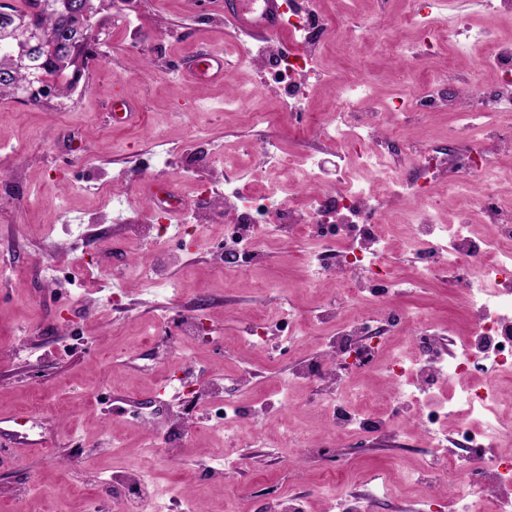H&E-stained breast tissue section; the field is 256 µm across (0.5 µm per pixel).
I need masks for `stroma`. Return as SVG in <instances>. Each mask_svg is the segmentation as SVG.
Here are the masks:
<instances>
[{
	"label": "stroma",
	"instance_id": "obj_1",
	"mask_svg": "<svg viewBox=\"0 0 512 512\" xmlns=\"http://www.w3.org/2000/svg\"><path fill=\"white\" fill-rule=\"evenodd\" d=\"M324 6L332 24L358 17L373 30L351 43L330 35L321 63L332 81L310 91L304 106L313 122L303 127L278 118L266 70L237 53L245 44L263 45L264 37L238 33L221 9L199 0H137L131 11L101 10L92 20L100 52L70 97L37 105L0 98V153L11 156L10 168L0 170V441L18 450L16 460L0 464V512H12L13 493L22 489L23 512H46L48 494L71 468L85 480L86 496L64 507L85 512L102 481L135 466L161 503L193 492L204 512H266L265 484L278 480L305 512H340L337 498L320 489L329 461L311 454L323 443L352 473V490L369 512H434L435 501L403 478L424 471L432 444L457 448L451 431L430 433L411 419L404 441L364 431L339 436L314 409L322 385L292 384L286 397L272 390L274 382L289 380L296 363L316 355L335 324L348 323L357 308L376 311V304L367 297L344 302L327 280L311 284L307 260L319 245L315 238L269 243L271 261L228 271L213 255L234 213L220 224L194 221L228 183L266 188L283 204L305 195L287 172L263 162L270 141L296 152L320 150L328 178H335L341 162L315 129L338 106L334 82L372 81L378 113L410 101L437 74L451 85L465 83L475 96L487 84L478 45L453 57L435 49L422 65L413 59V29L398 33V50L388 49L390 17L378 0H324ZM200 48L227 56L221 79L192 80L183 63ZM120 98L139 112L136 123L113 121L112 103ZM457 125L452 113L411 112L384 124L383 132L402 148L444 151ZM341 164L387 196L375 174L351 159ZM153 184L170 186L185 207L168 216L162 205H149ZM160 214L166 236L148 244L127 232V225ZM382 226L400 242L393 272L412 284L393 304L433 316L439 327L452 328L454 339L465 337L463 297L444 277L414 281L418 249L406 245V227L390 213ZM58 264L92 267L93 292L82 295L61 279ZM199 304L216 337L178 343L179 316ZM285 310L306 331L295 353L268 356L271 340L262 349L235 346L252 315L265 314L275 329ZM327 310L335 324L319 322ZM153 325L161 329L157 341L142 342ZM245 368L249 376L239 379ZM192 370L225 380L226 396L246 412L227 429L198 414V430L176 459L152 456L155 430L123 411L135 405L163 417L178 397L176 377ZM216 449L239 464L238 482L203 479L202 464ZM85 460L94 469L81 470ZM387 470L396 477L392 492L374 499L371 484Z\"/></svg>",
	"mask_w": 512,
	"mask_h": 512
}]
</instances>
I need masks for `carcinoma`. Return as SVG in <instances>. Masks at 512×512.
Wrapping results in <instances>:
<instances>
[{
    "label": "carcinoma",
    "instance_id": "obj_1",
    "mask_svg": "<svg viewBox=\"0 0 512 512\" xmlns=\"http://www.w3.org/2000/svg\"><path fill=\"white\" fill-rule=\"evenodd\" d=\"M42 8L36 9L35 0H23V5L13 10L29 11L33 26L50 30L59 35L60 46L48 54H39L19 63L0 45V97L17 98L21 91L38 75L55 83L56 94L65 97L79 80L94 52L98 38L83 20L71 15L69 0H40Z\"/></svg>",
    "mask_w": 512,
    "mask_h": 512
}]
</instances>
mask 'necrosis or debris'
<instances>
[{
  "mask_svg": "<svg viewBox=\"0 0 512 512\" xmlns=\"http://www.w3.org/2000/svg\"><path fill=\"white\" fill-rule=\"evenodd\" d=\"M408 4L409 10L399 16L398 25L414 27L425 49H456L465 39L488 45L482 67L497 74L491 95L476 105L460 93L442 95L429 85L413 97L412 111H448L456 114L460 123L447 155L418 159L416 175L410 180L395 179L402 159L390 150L387 138L379 136L378 113L363 109L373 97L369 82L349 80L337 86L340 107L319 124L318 135L341 155L356 156L364 167L376 169L391 185L396 212L404 223L412 225L415 240L423 245L417 276L426 280L452 274L453 286L464 297L470 314L468 335L456 351L447 354L437 347L432 320L391 305V298L403 293L406 283L388 268L386 256L392 243L375 229L383 202L371 186L353 183L343 171L333 191H321L323 172L314 154H307L300 163L295 154L285 153L279 144L272 143L265 150L266 157L287 167L294 183L313 185V192L302 203L290 205L285 213L263 191L234 190L224 195L247 229L238 235L236 254H217V266L265 261V239L270 232L291 237L316 231L321 235L322 252H335L336 263L322 265L320 254H316L310 257V264L317 266L320 275L339 282L347 300L368 293L378 305L375 313L362 315L323 340L316 357L297 370L295 381L323 382L335 379L341 371L351 375L374 371L372 355L385 345L381 327L407 325L420 337V357L408 360L395 353L386 362L394 387L385 400L386 413L371 407L369 397L363 394L354 406L336 394L322 399L319 408L337 434L367 431L402 435L410 406L422 404L429 379L445 383L481 362L493 376L512 372V201L504 202L495 193L470 199L464 192L472 176L492 180L499 151L512 152V40H496L481 29L460 34L418 6L417 0H408ZM325 21L322 0H288V58H281L274 42L253 56L260 64L274 57L281 60L277 74L288 80L281 97V117L294 118L309 89L328 81L317 65L327 46ZM441 176L446 179L449 198L461 203L453 231L437 221L429 201V189ZM476 215L494 227L488 241L467 233ZM202 408L214 409L225 419L234 405L225 398L222 385L189 374L177 405L167 417L157 422L148 415L144 421L158 424L161 446L174 456L179 452L180 436ZM507 415H512V405L507 407L499 401L490 380L464 388L441 402L439 409L421 414L426 430L449 423L463 440L461 452L433 453L428 465L434 478L427 481V488L441 484L450 491L447 512H512V457L492 459L487 455L500 441L512 438V425L502 423ZM87 509L161 512L153 490L133 469L114 479L111 494L89 500Z\"/></svg>",
  "mask_w": 512,
  "mask_h": 512,
  "instance_id": "obj_1",
  "label": "necrosis or debris"
}]
</instances>
